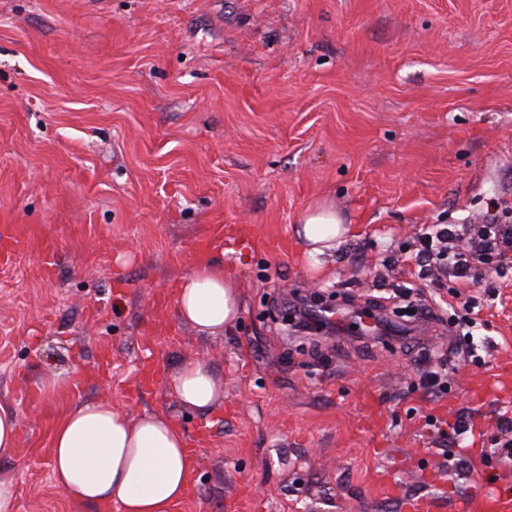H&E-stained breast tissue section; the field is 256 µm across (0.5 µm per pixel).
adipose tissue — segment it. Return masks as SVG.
Returning a JSON list of instances; mask_svg holds the SVG:
<instances>
[{"label":"adipose tissue","mask_w":512,"mask_h":512,"mask_svg":"<svg viewBox=\"0 0 512 512\" xmlns=\"http://www.w3.org/2000/svg\"><path fill=\"white\" fill-rule=\"evenodd\" d=\"M348 231L326 204L305 210L296 228L316 268ZM242 297L223 262L198 258L178 289L177 311L200 335L218 336L237 319ZM170 393L205 413L223 398L224 382L206 364L191 362L174 374ZM51 448L55 482L68 501L117 512H172L186 497L195 466L183 430L170 417L147 411L132 418L100 399L70 408L53 428Z\"/></svg>","instance_id":"obj_1"}]
</instances>
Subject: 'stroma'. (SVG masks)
<instances>
[{
    "instance_id": "stroma-1",
    "label": "stroma",
    "mask_w": 512,
    "mask_h": 512,
    "mask_svg": "<svg viewBox=\"0 0 512 512\" xmlns=\"http://www.w3.org/2000/svg\"><path fill=\"white\" fill-rule=\"evenodd\" d=\"M322 202L351 232L319 270L294 227ZM506 205L512 0H0V224L54 242L0 264L17 512H106L50 467L55 421L92 398L184 430L196 467L172 512H456L484 490L512 512V464L481 452L512 440V392L474 394L512 373V252L469 289L486 365L448 325L461 280L407 326L390 299L424 228ZM217 224L243 304L203 338L176 293ZM363 316L392 334H359ZM197 361L224 381L210 413L167 390Z\"/></svg>"
}]
</instances>
